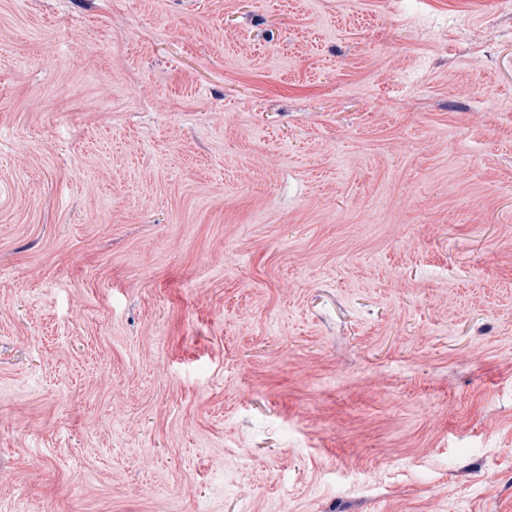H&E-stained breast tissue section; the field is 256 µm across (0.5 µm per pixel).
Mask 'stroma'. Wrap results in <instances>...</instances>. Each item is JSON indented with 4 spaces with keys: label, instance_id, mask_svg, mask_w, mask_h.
Here are the masks:
<instances>
[{
    "label": "stroma",
    "instance_id": "1",
    "mask_svg": "<svg viewBox=\"0 0 512 512\" xmlns=\"http://www.w3.org/2000/svg\"><path fill=\"white\" fill-rule=\"evenodd\" d=\"M0 512H512V0H0Z\"/></svg>",
    "mask_w": 512,
    "mask_h": 512
}]
</instances>
